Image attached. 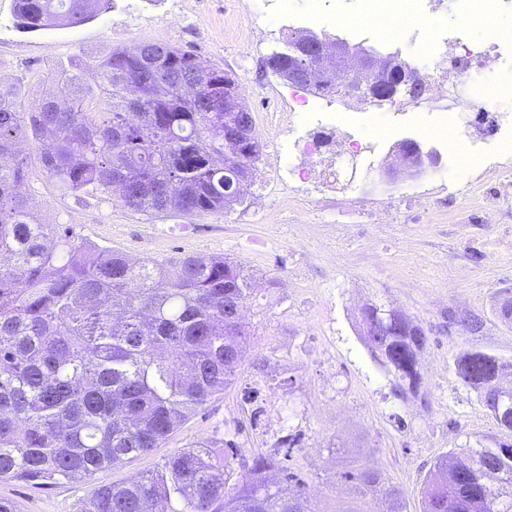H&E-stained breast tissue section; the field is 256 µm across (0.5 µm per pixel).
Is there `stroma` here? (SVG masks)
<instances>
[{
	"label": "stroma",
	"mask_w": 512,
	"mask_h": 512,
	"mask_svg": "<svg viewBox=\"0 0 512 512\" xmlns=\"http://www.w3.org/2000/svg\"><path fill=\"white\" fill-rule=\"evenodd\" d=\"M247 0H113L112 9L78 27L25 33L14 0H0V89L22 85L24 110L65 93L53 75L57 61L95 58L151 41L180 47L238 81L261 144L243 205L198 218H151L117 195L62 193L39 167L25 186L38 220L68 228L75 243L123 252L134 261L182 254L224 255L251 276L243 311L247 353L235 381L151 453L99 471L92 483L1 481L0 499L18 512H76L92 486L128 482L157 468L175 451L202 445L228 459L233 479L259 453L282 462L304 485L317 512H385L377 495L360 496L340 477L360 460L381 471L420 512L421 488L433 463L449 451L497 435L476 392L459 382L454 356L482 350L512 360V324L496 307L512 295V194L502 172L512 152L494 146L503 136L499 113H512V93L485 107L481 86L467 144L449 148L456 189L431 173L382 185L378 169L355 182L335 176L346 147L379 137L375 162L412 137L428 142L437 108L400 97L378 104L308 93V121L285 125L266 112L295 105L292 88L266 68L286 29L305 27L409 57L399 25L419 4L425 46L435 58L453 54L463 33L479 45L495 31H512V0H319L315 17L254 18ZM291 147L293 174L273 154ZM398 310L421 324L429 342L418 358V397L398 400L394 379L370 357L355 316L367 302ZM481 320L469 330L461 320Z\"/></svg>",
	"instance_id": "stroma-1"
}]
</instances>
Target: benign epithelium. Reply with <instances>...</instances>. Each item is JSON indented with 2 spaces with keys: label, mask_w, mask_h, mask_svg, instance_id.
Returning a JSON list of instances; mask_svg holds the SVG:
<instances>
[{
  "label": "benign epithelium",
  "mask_w": 512,
  "mask_h": 512,
  "mask_svg": "<svg viewBox=\"0 0 512 512\" xmlns=\"http://www.w3.org/2000/svg\"><path fill=\"white\" fill-rule=\"evenodd\" d=\"M296 73L290 81L305 87L311 78L321 79L325 84L332 83V72L325 68L328 57L336 59V71H341V64L355 59L358 68L346 74L343 80L346 94L349 96H373L379 101H387L398 95L402 89L420 80L417 71L399 64L395 52H379L362 44L351 45L335 38L331 41L317 39L300 46ZM400 161L397 166L388 168L384 173L387 181L394 180L400 174L414 178L428 170H435L440 165L436 150L423 143L407 138L396 146Z\"/></svg>",
  "instance_id": "benign-epithelium-1"
}]
</instances>
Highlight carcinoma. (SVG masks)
<instances>
[{"instance_id":"1","label":"carcinoma","mask_w":512,"mask_h":512,"mask_svg":"<svg viewBox=\"0 0 512 512\" xmlns=\"http://www.w3.org/2000/svg\"><path fill=\"white\" fill-rule=\"evenodd\" d=\"M26 33L83 25L112 0H14ZM319 34L292 29L272 74L288 82L298 44ZM144 42L90 63L100 91L21 109L20 86L0 92V481H89L101 469L158 448L234 381L245 354L237 325L249 297L243 266L222 256L133 262L77 245L59 224L28 207L30 156L65 192L119 193L150 216L201 217L246 200L259 159L252 113L236 80L199 55ZM239 176L224 197V169ZM361 309L356 323L373 359L395 378L394 396L417 394L424 327L403 313L386 324ZM460 382L512 430L495 382L512 362L463 351ZM386 512H404L379 471L355 461L341 473ZM282 468L257 455L230 482L226 457L192 446L127 485L99 486L78 512H316L306 492L286 494ZM422 512H512V443L477 442L437 460L421 489Z\"/></svg>"}]
</instances>
